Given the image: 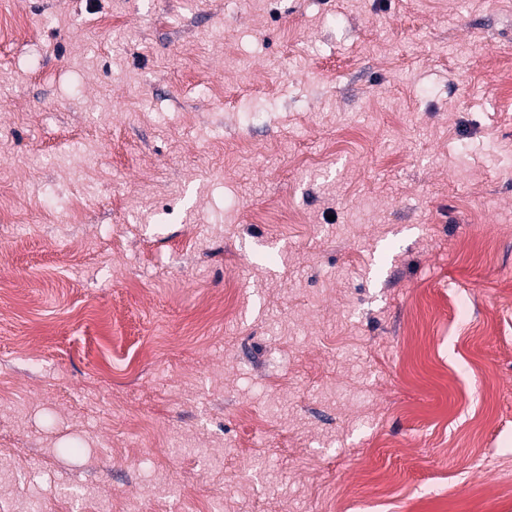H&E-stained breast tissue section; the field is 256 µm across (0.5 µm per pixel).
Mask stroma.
I'll use <instances>...</instances> for the list:
<instances>
[{
  "label": "stroma",
  "mask_w": 512,
  "mask_h": 512,
  "mask_svg": "<svg viewBox=\"0 0 512 512\" xmlns=\"http://www.w3.org/2000/svg\"><path fill=\"white\" fill-rule=\"evenodd\" d=\"M0 15L7 512H512V0Z\"/></svg>",
  "instance_id": "obj_1"
}]
</instances>
